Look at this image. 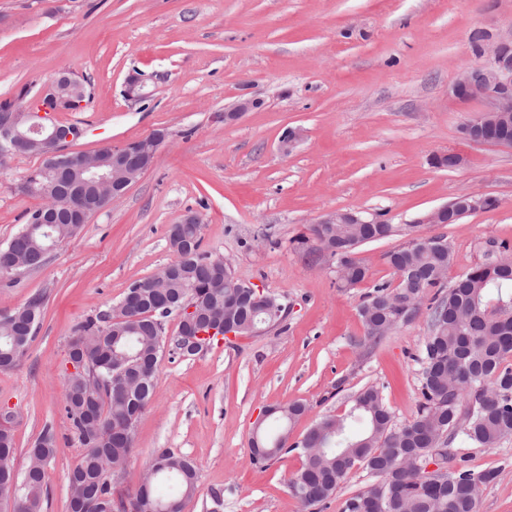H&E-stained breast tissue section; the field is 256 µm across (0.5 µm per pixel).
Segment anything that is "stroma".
<instances>
[{
	"mask_svg": "<svg viewBox=\"0 0 512 512\" xmlns=\"http://www.w3.org/2000/svg\"><path fill=\"white\" fill-rule=\"evenodd\" d=\"M510 37L512 0H0V102L29 105L67 72L88 95L57 115L85 129L66 152L167 134L153 166L42 266L0 275V315L46 297L22 361L0 372L15 471L44 426L57 434L44 512H68L67 474L82 448L63 412L74 327L173 260L168 227L189 211L202 219L203 250L281 297L286 318L187 360L163 355L118 491L133 493L171 448L198 471L183 512H305L289 487L301 455L251 459L264 406L305 404L293 442L346 413L369 385L395 423L415 416L426 308L374 344L359 309L374 285H397L386 256L410 235L448 239L450 281L512 246V148L466 141L460 128L482 103L448 95L459 70L479 63V46ZM135 73L152 94L143 103L123 95ZM243 96L260 107L225 123V107ZM291 129L298 138L286 152L280 139ZM449 153L462 164L434 165ZM42 162L21 155L0 165V245L41 206L18 186ZM462 194L498 205L455 224L421 223ZM337 210L380 213L395 228L357 248L369 276L354 288L337 286L328 258L293 243ZM450 453L498 472L482 486L478 512H512V438L491 449L457 442Z\"/></svg>",
	"mask_w": 512,
	"mask_h": 512,
	"instance_id": "stroma-1",
	"label": "stroma"
}]
</instances>
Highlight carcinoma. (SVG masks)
Listing matches in <instances>:
<instances>
[{"mask_svg":"<svg viewBox=\"0 0 512 512\" xmlns=\"http://www.w3.org/2000/svg\"><path fill=\"white\" fill-rule=\"evenodd\" d=\"M25 193L38 194L58 204L54 224L46 226L28 215L24 226L0 246V269L10 258L41 265L45 245L75 237L82 224L75 209L96 202L94 189L78 186L72 179L49 166V161L25 180ZM311 236L293 239L296 248L312 250V241L332 247L338 287L355 288L365 281L368 268L354 257L355 249L392 235L391 224H314ZM170 246L181 254L163 292L157 293L146 281L126 290L116 307L103 316L86 318L74 331L86 356L96 363V381L80 372L65 374L64 410L70 427L83 438L82 407L94 399L98 405L99 433L88 443L67 475L68 512H78L83 501L94 512H118L128 504L133 512H152L157 503L184 507L197 487V469L184 456L162 449L153 466L161 467L160 479L167 491L158 490L151 480L148 491L138 487L124 500L116 494L109 469H125L133 455L134 434L120 429L129 416H138L152 398L164 346L169 354L182 356L181 341L190 328L181 323L177 334L164 345L159 342L158 323L175 313L188 296L203 299L202 313L211 317L228 299H236L234 320L238 333L249 334L282 320L285 306L269 295L263 306H253L254 296L237 287L230 274L220 277L201 250V225L174 224ZM387 262L400 277L397 288L374 286L360 307L368 338L377 342L388 332L411 320L424 298H429V334L419 359L422 362L421 402L414 418L393 424V416L381 391L375 386L360 390L349 412L341 417L326 416L302 440L288 443L290 425L306 410L299 402L278 405L271 415L278 423L274 433L259 430L258 436L270 450L262 455L251 449L252 459L262 463L293 451L304 457L289 487L301 503L317 506L333 495L361 467L375 481L371 489L345 501L343 512H478L481 487L498 475L496 470L476 472L463 464L438 471L427 466L438 457L448 462V447L462 441L476 448H496L512 438V265L501 270L483 263L460 275L452 285L444 284L445 271L452 263V249L444 237L411 241L388 253ZM44 311L40 294L0 319V371L14 369L28 348ZM123 362L144 374L139 389L130 397L112 394V365ZM56 451V435L46 427L26 450L28 464L18 473L11 465L15 452L12 428L0 427V484L13 491L0 497V512H43L47 498V467Z\"/></svg>","mask_w":512,"mask_h":512,"instance_id":"1","label":"carcinoma"}]
</instances>
